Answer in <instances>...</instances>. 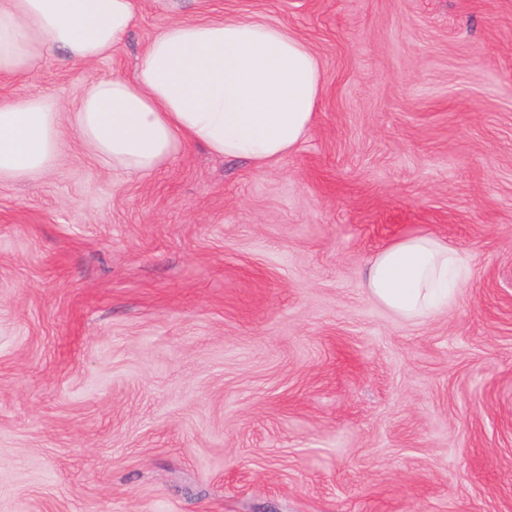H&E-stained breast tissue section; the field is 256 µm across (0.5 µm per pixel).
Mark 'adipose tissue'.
<instances>
[{
	"mask_svg": "<svg viewBox=\"0 0 512 512\" xmlns=\"http://www.w3.org/2000/svg\"><path fill=\"white\" fill-rule=\"evenodd\" d=\"M137 16L138 0H0V75H26L56 50L94 63ZM321 90L318 59L286 29L178 18L148 41L133 78L88 74L68 121L99 162L127 175L154 172L188 142L262 170L304 141ZM60 109L50 94L0 99V182L30 183L54 167ZM467 271L456 249L420 233L374 255L363 285L414 319L447 306Z\"/></svg>",
	"mask_w": 512,
	"mask_h": 512,
	"instance_id": "ef3b65f1",
	"label": "adipose tissue"
}]
</instances>
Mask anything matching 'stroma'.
Returning a JSON list of instances; mask_svg holds the SVG:
<instances>
[{"instance_id": "35a3bbf8", "label": "stroma", "mask_w": 512, "mask_h": 512, "mask_svg": "<svg viewBox=\"0 0 512 512\" xmlns=\"http://www.w3.org/2000/svg\"><path fill=\"white\" fill-rule=\"evenodd\" d=\"M302 37L297 150L190 144L146 176L69 124L0 183V512H512V0H182ZM141 0L94 63L132 76ZM62 53L0 97L79 99ZM432 232L469 261L405 320L362 270Z\"/></svg>"}]
</instances>
